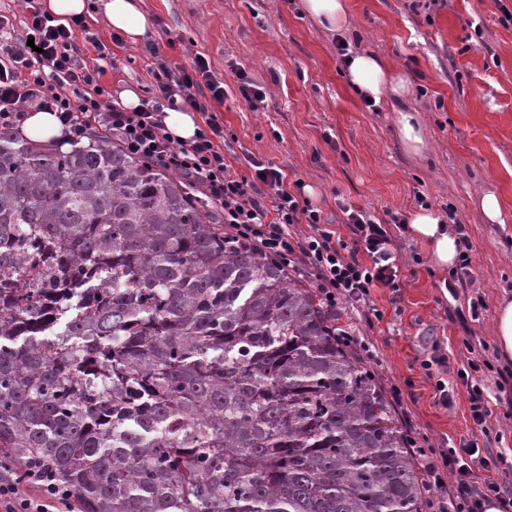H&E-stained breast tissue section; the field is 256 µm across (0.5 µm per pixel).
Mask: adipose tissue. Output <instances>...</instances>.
<instances>
[{
  "mask_svg": "<svg viewBox=\"0 0 512 512\" xmlns=\"http://www.w3.org/2000/svg\"><path fill=\"white\" fill-rule=\"evenodd\" d=\"M99 5L108 26L131 43L146 40L150 34L152 23L141 0H99ZM345 76L361 98L386 105L394 112L398 137L409 153L419 156L426 152L425 127L419 113L407 103L410 84L405 75L394 71L379 57L360 52L350 57ZM408 229L413 238L428 247L433 267L445 270L455 265L459 256L457 236L437 211L416 208L409 215Z\"/></svg>",
  "mask_w": 512,
  "mask_h": 512,
  "instance_id": "adipose-tissue-1",
  "label": "adipose tissue"
}]
</instances>
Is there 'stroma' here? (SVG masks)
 I'll return each instance as SVG.
<instances>
[{
	"label": "stroma",
	"instance_id": "35a3bbf8",
	"mask_svg": "<svg viewBox=\"0 0 512 512\" xmlns=\"http://www.w3.org/2000/svg\"><path fill=\"white\" fill-rule=\"evenodd\" d=\"M142 4L162 59L188 68L201 54L223 79L227 96L214 111L231 137L225 153L238 174L250 175L248 160L256 157L283 169L288 180H303L337 230L345 205L379 217L409 214L422 199L436 210H455L473 244L471 289L451 297L444 272L426 259L427 247L406 233L403 242L424 261L403 256L398 295L375 289L382 319L369 324L344 311L338 324L375 346L368 365L383 389L399 387L411 437L436 448L471 438L467 393L457 376L463 341L472 333L494 345L496 307L512 298V25L501 23L495 0H348L350 48L380 56L410 82V102L429 141L420 157L403 148L393 114L366 107L347 84L335 35L316 26L301 0ZM87 23L109 51L102 60L95 49L86 54L101 60L110 98L126 87L149 98L157 59L144 45L112 42L100 12ZM240 71L263 87L262 103L241 97ZM490 190L503 200V223H487L477 204ZM477 291L486 308L460 325L457 311ZM432 343L448 357L454 402L447 408L420 367L422 349Z\"/></svg>",
	"mask_w": 512,
	"mask_h": 512
}]
</instances>
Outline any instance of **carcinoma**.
Returning <instances> with one entry per match:
<instances>
[{
  "mask_svg": "<svg viewBox=\"0 0 512 512\" xmlns=\"http://www.w3.org/2000/svg\"><path fill=\"white\" fill-rule=\"evenodd\" d=\"M218 221L107 133L0 129V452L82 512H425L376 375Z\"/></svg>",
  "mask_w": 512,
  "mask_h": 512,
  "instance_id": "obj_1",
  "label": "carcinoma"
}]
</instances>
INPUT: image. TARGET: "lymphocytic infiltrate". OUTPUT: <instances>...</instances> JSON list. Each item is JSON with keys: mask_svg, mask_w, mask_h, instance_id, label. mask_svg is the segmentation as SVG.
<instances>
[{"mask_svg": "<svg viewBox=\"0 0 512 512\" xmlns=\"http://www.w3.org/2000/svg\"><path fill=\"white\" fill-rule=\"evenodd\" d=\"M27 22L12 33L8 17L0 15V128H18L27 108L57 113L64 134L80 141L94 129L109 132L131 156L172 171L182 177L194 194L207 198L221 216L227 242L250 246L294 276L313 281L316 294L327 309L345 304L371 318L378 310L371 292L377 288L398 291L400 265L396 254L404 244V216L379 218L366 209L343 207L348 237L331 230L320 208L302 192L301 182H288L282 169L252 160V177L239 175L224 158V127L213 111L223 103L224 82L205 56H196L191 70L173 74L160 61L157 46L148 52L158 58L153 73V95L133 111L106 98L100 84L102 71L89 66L82 43L99 40L85 20L59 24L41 9L38 0H25ZM180 106L201 113L204 125L185 143L171 138L163 123V111ZM306 225L298 233L297 225ZM471 357L458 372L463 380L473 423L489 434L488 374H496V387L512 385V369L496 367L477 350L475 340L465 341ZM420 459L431 493L430 507L437 512H487L489 507L512 512L496 475L512 471L505 454L483 455L477 441L457 448L436 450L412 445ZM25 480L0 472V512H51L64 506L75 512L77 500L69 489L45 474L40 465L25 467ZM36 489L23 496L22 486Z\"/></svg>", "mask_w": 512, "mask_h": 512, "instance_id": "obj_1", "label": "lymphocytic infiltrate"}]
</instances>
